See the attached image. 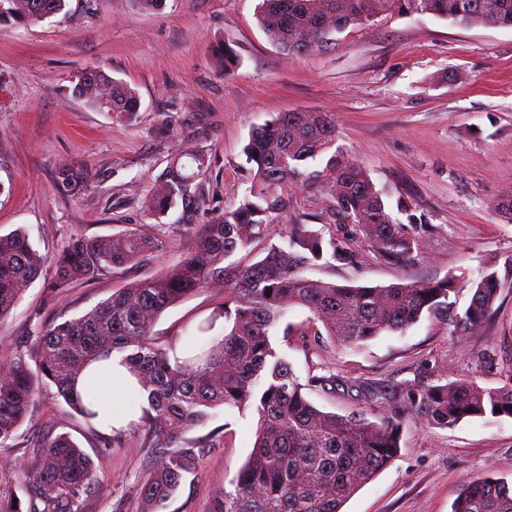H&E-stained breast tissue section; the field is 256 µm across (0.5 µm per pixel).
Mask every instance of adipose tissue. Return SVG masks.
Segmentation results:
<instances>
[{
    "label": "adipose tissue",
    "instance_id": "ef3b65f1",
    "mask_svg": "<svg viewBox=\"0 0 512 512\" xmlns=\"http://www.w3.org/2000/svg\"><path fill=\"white\" fill-rule=\"evenodd\" d=\"M77 389L97 411L95 424L103 430L137 418L141 404L146 401L145 394L136 386L117 352L92 362Z\"/></svg>",
    "mask_w": 512,
    "mask_h": 512
}]
</instances>
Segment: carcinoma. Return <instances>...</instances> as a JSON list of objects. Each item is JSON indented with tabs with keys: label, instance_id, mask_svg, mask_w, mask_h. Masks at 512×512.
I'll return each mask as SVG.
<instances>
[{
	"label": "carcinoma",
	"instance_id": "obj_1",
	"mask_svg": "<svg viewBox=\"0 0 512 512\" xmlns=\"http://www.w3.org/2000/svg\"><path fill=\"white\" fill-rule=\"evenodd\" d=\"M67 2L0 0V23L36 22L39 7L59 15ZM423 15L460 26L512 27V0H261L257 22L275 47L308 55L336 45L350 26ZM112 107L132 118L140 98L125 84L114 87ZM336 141L327 112H282L257 126L244 147L253 177L238 206L188 232L175 226V235L190 236L179 262L157 277L116 290L80 316L49 322L33 336L10 341L11 355L0 362V447L16 441L40 385L55 389L95 428L96 413L75 383L91 362L110 351L125 354L129 372L147 394L148 406L128 429L139 433L143 446L157 449L137 512H165L195 469L197 449L210 447L209 436L190 439L187 434L220 407L253 405L259 426L246 463L229 480L214 512H341L398 456L404 417L440 429L467 419L512 418V379L499 388L467 381L413 382L394 393L336 375H313L303 383L272 347L271 331L292 333L286 315L293 307L311 314L301 335L326 336L353 348L384 333L402 334L425 315L448 319L455 335L471 336L486 330L496 313L504 279L494 264L485 266L461 313L451 309L455 280L448 276L352 286L302 274L321 260L341 266L358 261L350 239L334 232L346 224L357 226L376 258L392 265L414 262L420 234L431 229L427 214L410 197L397 200L407 223L395 219L388 194ZM189 158L193 172L175 159L159 175L145 201L149 214L162 218L179 203L203 200L196 180L210 162L197 153ZM297 192L316 202V211L306 214L309 222L287 225L282 242L268 243L264 256L250 265L230 261L266 238ZM163 250L162 240L142 231L76 237L54 260L51 286L70 288L107 270L150 261ZM46 266L47 257L34 248L26 228L0 234V320ZM215 285L224 288V302L196 332H210L222 317L223 335L196 348L190 335H155L154 326L168 307ZM338 389L381 402L385 415L371 422L361 414L325 412L307 395ZM33 456L34 468L22 479L0 474V512H82L95 482L89 454L60 434L33 445ZM20 487L24 499L17 493ZM451 512H512V482L491 472L473 478L460 488Z\"/></svg>",
	"mask_w": 512,
	"mask_h": 512
}]
</instances>
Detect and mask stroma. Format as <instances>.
Returning a JSON list of instances; mask_svg holds the SVG:
<instances>
[{
  "label": "stroma",
  "instance_id": "obj_1",
  "mask_svg": "<svg viewBox=\"0 0 512 512\" xmlns=\"http://www.w3.org/2000/svg\"><path fill=\"white\" fill-rule=\"evenodd\" d=\"M258 0H165L141 11L134 0H68L67 14L33 23L0 24V232L22 226L48 257L72 237L146 230L165 240L158 261L105 272L59 293L42 275L0 321L1 336H28L52 320L79 316L136 280L176 263L182 241L171 224L209 223L234 209L248 185L243 149L251 130L281 112L331 113L337 143L391 197L410 194L434 234L419 239L418 261L391 265L367 253L355 266L318 265L308 277L339 284L387 285L455 277L456 311L469 304L487 263L512 257V220L497 205L512 198V28H463L432 16L381 19L340 34L335 49L287 56L255 17ZM238 63L225 72L221 55ZM137 90L141 108L129 121L89 108L71 92L86 68ZM451 73L453 81L436 77ZM208 156L205 199L155 218L144 202L175 158ZM71 169L77 186L59 183ZM224 300L204 289L166 309L161 336L194 330ZM480 334L454 336L446 321L422 318L402 334L360 348L327 337L271 334L300 379L334 374L374 381L386 391L406 382L473 381L486 388L512 377V284ZM318 408L368 420L377 403L309 392ZM255 409L219 408L197 435L219 434L170 502L167 512H213L224 480L246 461L255 441ZM70 434L91 456L96 482L83 512H135L155 460L137 432L115 440L90 431L54 390L39 389L14 447L0 448V467L29 463V445ZM512 480V419L425 428L404 419L400 454L344 505L343 512H450L461 485L486 472Z\"/></svg>",
  "mask_w": 512,
  "mask_h": 512
}]
</instances>
